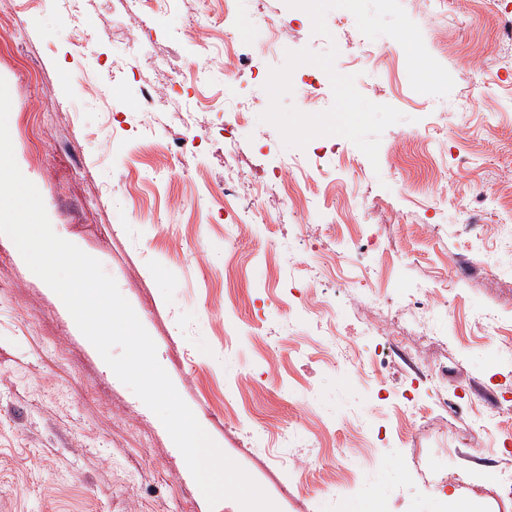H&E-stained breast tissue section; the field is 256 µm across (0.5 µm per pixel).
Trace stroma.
Returning <instances> with one entry per match:
<instances>
[{"instance_id":"35a3bbf8","label":"stroma","mask_w":512,"mask_h":512,"mask_svg":"<svg viewBox=\"0 0 512 512\" xmlns=\"http://www.w3.org/2000/svg\"><path fill=\"white\" fill-rule=\"evenodd\" d=\"M450 73L445 97L416 92L403 47L371 40L330 10L314 34L284 0H55L17 9L0 39L8 129L21 173L54 232L99 260L156 345L157 359L218 447L279 512H512L497 493L512 452L495 430L438 407L401 420L392 395L447 366L448 389L492 406L512 390V348L472 312L512 321V272H477L479 252L512 269V45L496 16L512 0H400ZM236 67L225 80L224 18ZM287 26L272 44L271 25ZM337 46V72L405 119L380 138L377 163L350 140L288 148L259 122L269 98L258 66L289 50ZM311 64L286 105L333 103ZM159 87L155 136L141 90ZM255 101L235 128L241 180L258 185L261 219L239 223L213 202L223 188L224 110ZM304 156L299 203L272 170ZM482 195V251L462 203ZM0 512H241L209 506L159 418L115 375L58 295L0 234ZM365 270L381 299L446 285L447 312L399 307L395 329L344 286ZM358 353L394 336L381 372L324 355L329 335ZM390 399H381L380 387Z\"/></svg>"}]
</instances>
